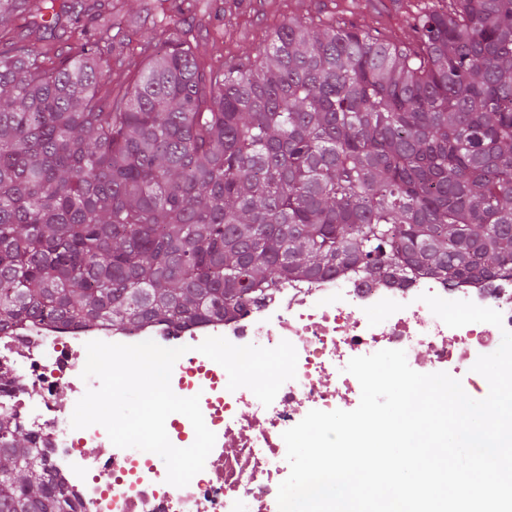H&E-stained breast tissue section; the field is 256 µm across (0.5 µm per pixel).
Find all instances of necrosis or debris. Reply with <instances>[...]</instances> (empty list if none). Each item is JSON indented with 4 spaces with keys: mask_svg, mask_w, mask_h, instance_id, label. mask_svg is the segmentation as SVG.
<instances>
[{
    "mask_svg": "<svg viewBox=\"0 0 512 512\" xmlns=\"http://www.w3.org/2000/svg\"><path fill=\"white\" fill-rule=\"evenodd\" d=\"M424 293L495 309L503 324L448 327L421 301ZM506 329L512 331L510 274L449 286L426 274L377 285L340 272L291 283L224 320L66 331L30 321L1 330L0 372L14 384L0 392V404L44 449L76 512H279L278 486L290 472L282 434L307 410L359 404L360 384L346 370L351 358L401 349L414 371L447 372L483 398L488 382L472 367L498 349ZM211 336L266 348L289 341L297 351L296 377L267 407L247 388L228 390L225 369L197 350ZM148 339L185 347L173 366L171 389L181 397L199 396L204 422L216 435L214 461L184 487L167 483L157 454L114 446L102 426L71 425L77 401L100 385L82 376L87 343Z\"/></svg>",
    "mask_w": 512,
    "mask_h": 512,
    "instance_id": "4bbe7bcc",
    "label": "necrosis or debris"
}]
</instances>
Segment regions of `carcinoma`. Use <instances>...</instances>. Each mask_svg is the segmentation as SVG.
<instances>
[{
    "label": "carcinoma",
    "mask_w": 512,
    "mask_h": 512,
    "mask_svg": "<svg viewBox=\"0 0 512 512\" xmlns=\"http://www.w3.org/2000/svg\"><path fill=\"white\" fill-rule=\"evenodd\" d=\"M166 2L114 87L95 35L123 0H0V330L186 326L346 270L512 272V0H437L411 47L290 19L217 70ZM0 512H75L6 413Z\"/></svg>",
    "instance_id": "cac0c4a2"
}]
</instances>
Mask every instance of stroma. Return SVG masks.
<instances>
[{"instance_id":"obj_1","label":"stroma","mask_w":512,"mask_h":512,"mask_svg":"<svg viewBox=\"0 0 512 512\" xmlns=\"http://www.w3.org/2000/svg\"><path fill=\"white\" fill-rule=\"evenodd\" d=\"M428 0H208L207 13L189 0H169L189 38L212 66L235 63L243 49L262 46L291 18L370 24L382 35L411 41L412 17Z\"/></svg>"}]
</instances>
